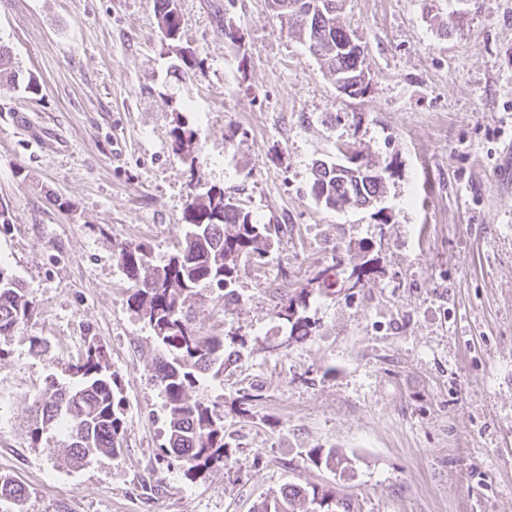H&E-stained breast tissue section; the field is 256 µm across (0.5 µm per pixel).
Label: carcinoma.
Masks as SVG:
<instances>
[{
	"instance_id": "cac0c4a2",
	"label": "carcinoma",
	"mask_w": 512,
	"mask_h": 512,
	"mask_svg": "<svg viewBox=\"0 0 512 512\" xmlns=\"http://www.w3.org/2000/svg\"><path fill=\"white\" fill-rule=\"evenodd\" d=\"M272 11L285 16L290 28L305 42L308 51L321 62L326 73L349 95L363 96L370 79L365 57L353 44H362L357 32L343 24L338 15L339 0H272ZM159 28L164 36L178 40L180 19L176 0H161ZM12 56L0 45V81L15 83ZM175 150L190 163L193 134L183 123L173 129ZM356 161L344 168L319 161L312 169L310 192L317 204L327 209L374 207L396 175L388 164L376 165L367 155L353 151ZM183 240L179 249L156 262L145 244L121 248L120 262L132 282L129 305L147 322L160 352L153 362V377L165 398V442L160 456L177 461L184 474L194 478L213 462L224 459V416L216 402L193 396L203 379L218 380L231 355L224 351V337L203 336L192 323L186 303L202 296L215 285L224 296L236 295L235 285L245 263L263 257L274 245L271 225L262 224L243 208L234 193L211 186L196 194L183 215ZM310 292L297 289L288 296L278 316L290 326V334L308 335L304 316ZM35 313L31 292L7 268L0 266V338L17 335ZM107 347L96 338L87 341L85 351L65 369L66 378L51 380L34 401L32 423L27 430L30 444H53L63 449L76 465L86 456H116L125 441V419L121 388L111 371ZM314 462L327 468L347 470L346 459L327 451L310 450ZM334 494L313 485L288 484L265 498L256 512H315L318 504L331 512ZM27 489L19 481L0 475V502L12 505L11 512H23Z\"/></svg>"
}]
</instances>
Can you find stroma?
<instances>
[{"instance_id": "obj_1", "label": "stroma", "mask_w": 512, "mask_h": 512, "mask_svg": "<svg viewBox=\"0 0 512 512\" xmlns=\"http://www.w3.org/2000/svg\"><path fill=\"white\" fill-rule=\"evenodd\" d=\"M176 5L172 43L160 0H0L18 73L0 85V264L36 306L0 341V474L26 486L25 512H254L288 484L335 492L334 512H512V0H341L366 44L363 96L341 93L267 0ZM17 112L51 143H32ZM179 120L198 163L174 151ZM342 143L396 168L379 209L311 197L314 163ZM214 185L280 239L242 271L238 301L211 286L190 303L201 334L245 341L197 388L223 407L228 448L190 480L159 457L157 347L119 252L173 253L192 196ZM343 253L364 287L340 271L313 282ZM305 284L310 332L290 336L277 312ZM92 336L126 437L76 467L26 430ZM312 448L336 449L349 475L314 465ZM163 9L160 13L159 28L164 36L172 41L181 37L180 19L176 7V0H161Z\"/></svg>"}]
</instances>
